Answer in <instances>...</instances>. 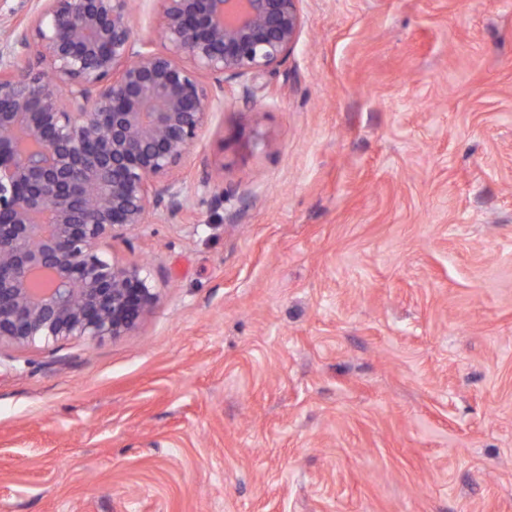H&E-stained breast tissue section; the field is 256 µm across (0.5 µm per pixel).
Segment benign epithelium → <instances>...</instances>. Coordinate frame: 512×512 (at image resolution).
I'll return each instance as SVG.
<instances>
[{"label": "benign epithelium", "mask_w": 512, "mask_h": 512, "mask_svg": "<svg viewBox=\"0 0 512 512\" xmlns=\"http://www.w3.org/2000/svg\"><path fill=\"white\" fill-rule=\"evenodd\" d=\"M0 41V343L132 331L159 293L108 256L150 214L185 207L174 171L225 84L274 71L299 0H158L162 47L137 0H40Z\"/></svg>", "instance_id": "7a95c632"}]
</instances>
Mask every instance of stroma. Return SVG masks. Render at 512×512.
Masks as SVG:
<instances>
[{
	"mask_svg": "<svg viewBox=\"0 0 512 512\" xmlns=\"http://www.w3.org/2000/svg\"><path fill=\"white\" fill-rule=\"evenodd\" d=\"M126 335L0 345V512H512V0H301Z\"/></svg>",
	"mask_w": 512,
	"mask_h": 512,
	"instance_id": "stroma-1",
	"label": "stroma"
}]
</instances>
